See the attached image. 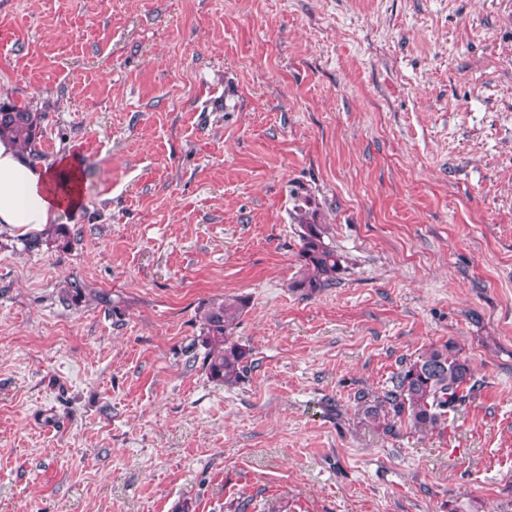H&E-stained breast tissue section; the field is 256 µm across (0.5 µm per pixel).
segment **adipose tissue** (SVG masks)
<instances>
[{
  "instance_id": "ef3b65f1",
  "label": "adipose tissue",
  "mask_w": 512,
  "mask_h": 512,
  "mask_svg": "<svg viewBox=\"0 0 512 512\" xmlns=\"http://www.w3.org/2000/svg\"><path fill=\"white\" fill-rule=\"evenodd\" d=\"M81 203V175L75 160L38 165L11 138H0V233L45 232L61 211L76 210Z\"/></svg>"
}]
</instances>
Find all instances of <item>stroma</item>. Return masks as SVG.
<instances>
[{"label":"stroma","instance_id":"1","mask_svg":"<svg viewBox=\"0 0 512 512\" xmlns=\"http://www.w3.org/2000/svg\"><path fill=\"white\" fill-rule=\"evenodd\" d=\"M0 103L83 199L67 249L0 233V512L512 506V0H0ZM232 296L226 385L197 312ZM451 341L444 428L362 422ZM295 219L301 227L300 254L307 271L296 286L311 293L335 286L343 267L341 255L324 242L322 225L313 211L299 209ZM245 302L240 298H225L200 307L201 325L199 342L205 348L204 363L208 377L214 381L233 385L247 375L252 361V350L231 340L232 327L243 313Z\"/></svg>","mask_w":512,"mask_h":512}]
</instances>
